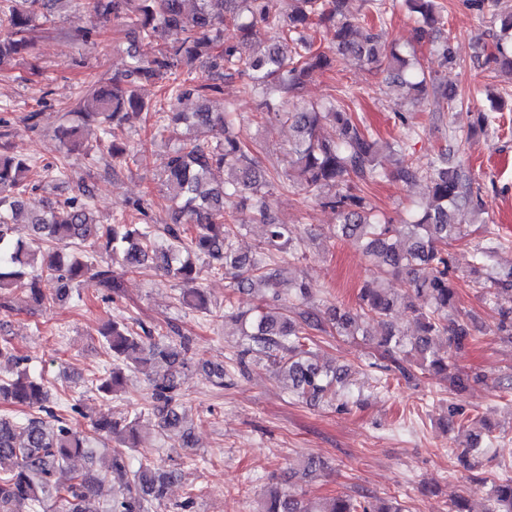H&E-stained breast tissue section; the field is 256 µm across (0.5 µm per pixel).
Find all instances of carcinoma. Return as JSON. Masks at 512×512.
I'll return each instance as SVG.
<instances>
[{"label": "carcinoma", "mask_w": 512, "mask_h": 512, "mask_svg": "<svg viewBox=\"0 0 512 512\" xmlns=\"http://www.w3.org/2000/svg\"><path fill=\"white\" fill-rule=\"evenodd\" d=\"M54 0H0V66L11 63L34 46L31 32L37 17L51 9ZM98 20L119 22L146 41L158 45L151 58L131 54L124 72L109 82L87 86L76 107L67 113L57 134L66 153L89 156L106 151L114 160L130 156L134 146L108 141L111 130L124 124L130 115H145L157 133H170L175 140L163 161L162 182L171 223L165 235L149 224H132L124 217L112 224H98L88 203L70 201L61 208L37 207L25 197L31 161L12 155L0 146V292L26 289L40 304L68 299L83 286L121 288L113 274L112 262L121 261L130 272L154 266L169 278L187 286L185 305L208 309L204 289L197 286L202 275L222 274L230 287L249 291L257 283L272 286L269 299L254 312H241L236 320L245 325L239 364L245 357L265 359L286 380L285 389L306 401L333 402L343 386L346 369L322 368L310 359L309 341L327 327L340 336H356L362 324L378 322L385 328L377 345L390 354L400 375L416 378V371L441 375L460 393L482 380L479 373L457 369L452 352L475 341L472 319L456 312L457 289L450 276L448 242L467 236L458 213L483 206L481 187L469 167L448 165L441 152L426 169L409 162L407 141L418 134L403 116L401 138L388 146L392 165L380 155L378 141L355 117L345 101L329 96L303 105L292 112H280L288 97L297 96L314 76L336 69L350 56L361 63L384 61L392 80L422 93L432 90L433 111L441 112L456 99L457 92L447 76L419 69L407 73V62L394 48H387L382 20L386 0H366L376 18L361 23L350 14L349 0H289L283 13L278 0H85ZM414 17L415 33L423 38L438 32L445 21L436 0H404ZM488 8L498 21L494 50L487 62L512 74V8L500 0H475ZM264 25L276 37L264 49L253 52L250 45L256 27ZM335 30L336 47L315 46L320 28ZM180 38L166 42L168 33ZM206 68L202 82L179 79L192 72L195 64ZM239 80L244 94L262 98L266 112H280L291 125L294 140L288 147V176L312 199L336 211V237L359 245L366 255L384 267L390 276L406 277L414 300L408 308L416 313L417 331L409 336L389 326V318L405 297L387 288L384 281L364 285L359 292V309L335 306L320 313L302 308L310 298L304 281L288 282L295 303L282 304L277 281L285 267H271V258L284 250L293 252V231L286 224L268 218L271 197L278 176L264 163L263 150L250 147L242 137L228 131L232 110L213 112L209 95L221 91L224 82ZM159 84L170 103L191 95L199 104L190 114L165 112L144 100L141 88ZM204 126L215 132L211 142H197L177 136V124ZM91 125L102 137L92 144L83 137ZM429 183L428 201L410 221L395 224L380 215L363 195V187L384 179L411 184L419 178ZM248 206L259 215L262 246L248 257L238 251L236 239L242 224L230 222V208ZM29 210L32 234L50 249L38 261L26 243L14 237L17 211ZM98 245L89 252L84 244ZM502 247L501 238L490 229L474 249L471 273L481 282L485 294L493 297L499 335L512 340V303L499 301L503 291H512V269L496 271L488 261ZM206 259L197 265L190 255ZM56 282L52 295L41 288L42 279ZM100 334L104 340L109 368L90 381L104 399L124 388L126 372L145 371L156 358L173 365H188L190 338L169 333L155 339L143 336L127 323H109ZM161 430L181 433L182 447L190 444L183 431L180 406L185 398L174 375L149 378ZM0 400L31 409L22 421L0 415V512H44L54 498L59 512H153L164 501L165 490L177 470L164 469L149 459L131 464L121 448L136 447L141 415L121 422L101 416L93 423L99 440H115L110 474L119 479L112 504L101 505L93 496L92 471L74 472L68 481L56 479L68 461L91 453V441L73 421L45 406L48 393L44 378L24 368L16 376L0 378ZM451 423L464 428L479 423L459 407L448 406ZM485 449L474 442L457 454L463 469L475 482H485L476 471ZM488 512H512V477L492 482ZM257 512H404L402 504L379 506L364 499L337 496L316 504L298 494L278 488L268 491Z\"/></svg>", "instance_id": "cac0c4a2"}]
</instances>
